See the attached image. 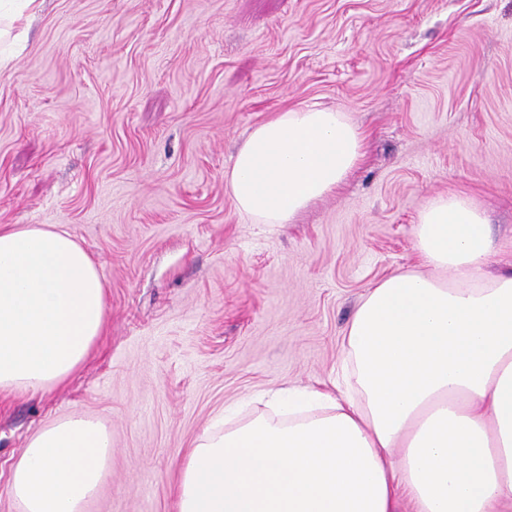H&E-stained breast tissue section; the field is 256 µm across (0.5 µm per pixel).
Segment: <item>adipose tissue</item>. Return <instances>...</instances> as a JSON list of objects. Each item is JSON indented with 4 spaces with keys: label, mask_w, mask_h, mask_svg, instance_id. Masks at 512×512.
Returning <instances> with one entry per match:
<instances>
[{
    "label": "adipose tissue",
    "mask_w": 512,
    "mask_h": 512,
    "mask_svg": "<svg viewBox=\"0 0 512 512\" xmlns=\"http://www.w3.org/2000/svg\"><path fill=\"white\" fill-rule=\"evenodd\" d=\"M42 0H0V65ZM346 113H274L239 148L226 182L257 224H289L364 155ZM418 267L365 292L344 333L339 394L276 391L266 410L219 413L181 465L177 512H497L512 505V269L471 197L429 200ZM98 265L52 224L0 227V394L46 393L84 364L105 329ZM112 459L97 419L33 434L11 494L22 512H83Z\"/></svg>",
    "instance_id": "obj_1"
}]
</instances>
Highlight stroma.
Segmentation results:
<instances>
[{
    "instance_id": "35a3bbf8",
    "label": "stroma",
    "mask_w": 512,
    "mask_h": 512,
    "mask_svg": "<svg viewBox=\"0 0 512 512\" xmlns=\"http://www.w3.org/2000/svg\"><path fill=\"white\" fill-rule=\"evenodd\" d=\"M320 105L361 165L290 224L224 173L272 113ZM485 209L512 267V0H43L0 69V226L55 224L98 264L105 333L62 387L0 395V512L37 430L100 419L84 512H176L181 463L224 407L330 387L376 280L418 264L431 198Z\"/></svg>"
}]
</instances>
